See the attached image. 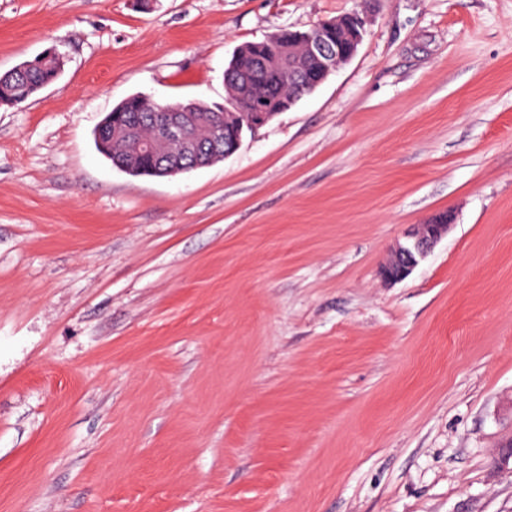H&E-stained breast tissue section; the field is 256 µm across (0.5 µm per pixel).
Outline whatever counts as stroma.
Here are the masks:
<instances>
[{
    "label": "stroma",
    "mask_w": 512,
    "mask_h": 512,
    "mask_svg": "<svg viewBox=\"0 0 512 512\" xmlns=\"http://www.w3.org/2000/svg\"><path fill=\"white\" fill-rule=\"evenodd\" d=\"M360 10L224 160L96 150L127 96L223 104L237 46ZM49 47L0 105V512H512V0H0V73ZM42 55L61 58L54 48H47L38 56ZM58 58L35 61L25 74L11 70L0 74V104L22 103L57 80L64 66L63 59ZM453 223L449 211L433 215L425 224H414L404 234L380 268V275L387 282L406 279L431 253L436 244L448 233Z\"/></svg>",
    "instance_id": "obj_1"
}]
</instances>
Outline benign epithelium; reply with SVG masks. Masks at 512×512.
Returning <instances> with one entry per match:
<instances>
[{
  "label": "benign epithelium",
  "mask_w": 512,
  "mask_h": 512,
  "mask_svg": "<svg viewBox=\"0 0 512 512\" xmlns=\"http://www.w3.org/2000/svg\"><path fill=\"white\" fill-rule=\"evenodd\" d=\"M352 34L348 41L336 37V27L330 21L317 25L318 33L306 36V54H287L279 50L255 60V71L266 72L271 68L281 71L306 89L323 84L336 68L352 59L362 41L366 18L354 12L351 15ZM239 105L227 99L223 111L217 113L207 139L200 142L193 127L192 108L155 102L154 133L149 139L136 138L132 149L138 154L158 158L156 171L161 176H173L185 169L183 158L192 153L195 166L211 164L215 156L228 157L241 145V123L234 119ZM276 116L264 105L253 104L248 109L247 127L257 130ZM173 145L178 152L158 155L160 146ZM453 216L448 211L433 215L424 224H415L404 234V240L396 243L380 268V275L387 282L406 279L431 253L436 244L448 233Z\"/></svg>",
  "instance_id": "1"
}]
</instances>
